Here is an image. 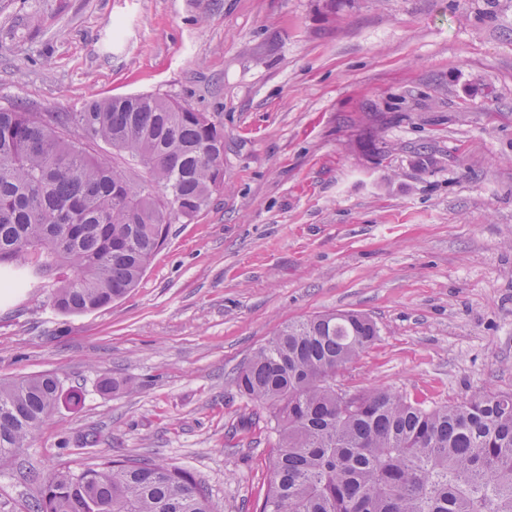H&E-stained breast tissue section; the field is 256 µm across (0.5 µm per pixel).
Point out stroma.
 <instances>
[{
	"instance_id": "35a3bbf8",
	"label": "stroma",
	"mask_w": 512,
	"mask_h": 512,
	"mask_svg": "<svg viewBox=\"0 0 512 512\" xmlns=\"http://www.w3.org/2000/svg\"><path fill=\"white\" fill-rule=\"evenodd\" d=\"M136 94L209 113L224 186L110 306L0 297V382L77 394L0 462V512L99 456L259 512L275 435L234 379L285 324L336 310L379 329L347 390L512 392V0H0V108Z\"/></svg>"
}]
</instances>
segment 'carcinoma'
<instances>
[{"instance_id":"1","label":"carcinoma","mask_w":512,"mask_h":512,"mask_svg":"<svg viewBox=\"0 0 512 512\" xmlns=\"http://www.w3.org/2000/svg\"><path fill=\"white\" fill-rule=\"evenodd\" d=\"M73 129L147 179L88 154ZM223 180L221 129L159 95L66 115L0 108V290L48 279L62 313L107 307L137 286L167 225L204 211ZM377 336L354 311L290 322L239 371L236 387L269 407L277 436L260 512H512V393L426 408L389 389H337L336 372ZM61 397L51 374L0 382V460ZM32 512L214 509L184 469L102 458L47 476Z\"/></svg>"}]
</instances>
